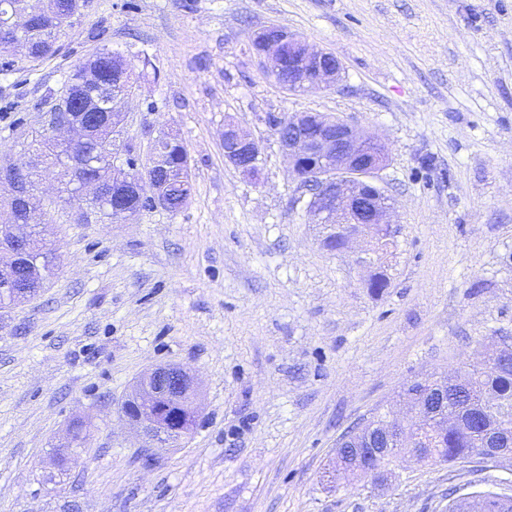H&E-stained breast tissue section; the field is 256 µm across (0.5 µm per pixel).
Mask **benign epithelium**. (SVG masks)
Here are the masks:
<instances>
[{"instance_id":"obj_1","label":"benign epithelium","mask_w":512,"mask_h":512,"mask_svg":"<svg viewBox=\"0 0 512 512\" xmlns=\"http://www.w3.org/2000/svg\"><path fill=\"white\" fill-rule=\"evenodd\" d=\"M252 50L263 61L272 77L288 63L290 92L301 93L312 87H331L340 77L341 64L328 51H314L297 35L280 26H268L250 39ZM281 123L262 121L274 132L289 166L299 180L295 205L301 206L308 222L324 228L322 244L340 242L336 252L346 251L359 237H368L367 257L370 265L381 261L393 243L394 226L390 220L389 198L379 184L378 174L386 161L385 145L369 136L359 135L348 123L317 112H295L280 117ZM41 128L47 130L59 147L77 140L81 123H56L51 113H42ZM224 159L244 174L259 169L262 147L259 141L229 120L224 126ZM137 165L120 164L112 172V184L123 187L122 193L140 195L143 181L131 175ZM78 196L94 206L102 190L94 182L78 185ZM27 240L11 225L10 233L0 235V279L19 281L22 288L14 295L18 302L42 284L34 267L20 260ZM196 387L192 374L181 367H157L139 381L135 394L124 401L119 414L135 426L145 438V447H171L180 442L182 432L164 428L156 417L146 414L160 400L195 405Z\"/></svg>"}]
</instances>
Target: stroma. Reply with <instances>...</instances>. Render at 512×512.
<instances>
[{
  "mask_svg": "<svg viewBox=\"0 0 512 512\" xmlns=\"http://www.w3.org/2000/svg\"><path fill=\"white\" fill-rule=\"evenodd\" d=\"M269 25L333 53L339 84H277L249 47ZM105 48L141 73L128 139L176 136L191 195L81 223L55 173L39 180L61 265L0 311V512H448L453 487L512 495V466L491 460L409 459L382 486L334 480L331 464L407 381L512 337V0H81L52 56L0 70V162ZM267 112L324 113L385 143L386 288H369L359 249L321 247ZM230 119L262 146L258 179L224 161ZM159 366L191 372L200 412L146 453L117 409Z\"/></svg>",
  "mask_w": 512,
  "mask_h": 512,
  "instance_id": "obj_1",
  "label": "stroma"
}]
</instances>
